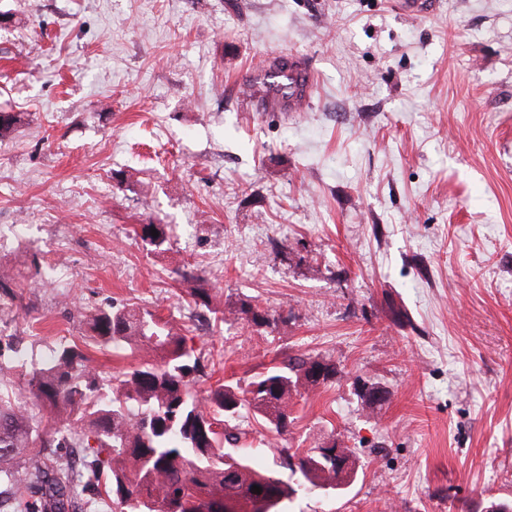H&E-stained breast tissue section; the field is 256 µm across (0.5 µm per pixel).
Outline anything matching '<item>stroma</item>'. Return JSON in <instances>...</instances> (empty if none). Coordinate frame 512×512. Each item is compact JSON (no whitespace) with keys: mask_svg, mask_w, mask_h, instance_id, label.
I'll list each match as a JSON object with an SVG mask.
<instances>
[{"mask_svg":"<svg viewBox=\"0 0 512 512\" xmlns=\"http://www.w3.org/2000/svg\"><path fill=\"white\" fill-rule=\"evenodd\" d=\"M277 57L307 99L245 94ZM0 109V264L47 272L0 319L35 354L124 305L243 386L328 358L288 434L238 420L264 468L354 450L353 485L292 512L512 500V0H0ZM187 266L278 322L205 320ZM151 228L158 231V236L151 235ZM135 234L153 251H165L169 242L168 229L166 224H140L135 229Z\"/></svg>","mask_w":512,"mask_h":512,"instance_id":"stroma-1","label":"stroma"}]
</instances>
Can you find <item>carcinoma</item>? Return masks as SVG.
I'll use <instances>...</instances> for the list:
<instances>
[{
	"mask_svg": "<svg viewBox=\"0 0 512 512\" xmlns=\"http://www.w3.org/2000/svg\"><path fill=\"white\" fill-rule=\"evenodd\" d=\"M297 66L273 59L264 79L251 84L253 93L267 95L268 79ZM135 234L154 251L169 242L165 224H140ZM39 278L37 262L28 276L0 265V298L13 302L17 289ZM194 303L216 320L231 314L256 326L277 321L249 303L226 310L211 288L196 289ZM81 318L92 343L131 354L147 346L156 359L106 378L74 342L55 341L30 365L20 340L0 337V509L69 512L72 499L90 491L112 497L121 512H285L303 486L328 492L356 480V456L348 447L341 449L343 469L308 450H285L295 481L226 450L241 440L232 421L244 411L268 431L286 432L293 396L315 388L310 367L323 364L334 377L333 363L290 357L244 388L227 382L205 390V357L187 347L170 321L125 306L95 308ZM64 448L82 449L79 470L65 461ZM255 485L262 492L251 491Z\"/></svg>",
	"mask_w": 512,
	"mask_h": 512,
	"instance_id": "cac0c4a2",
	"label": "carcinoma"
}]
</instances>
